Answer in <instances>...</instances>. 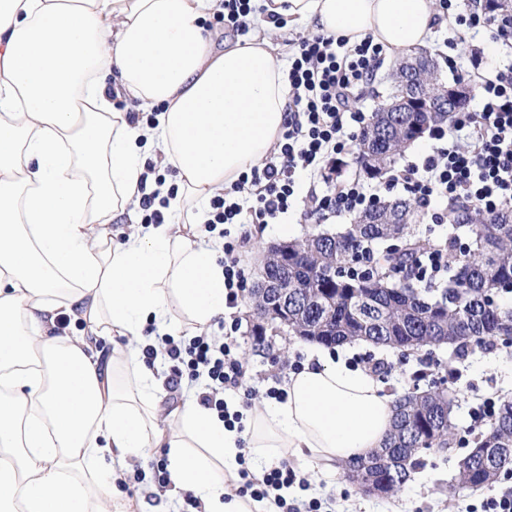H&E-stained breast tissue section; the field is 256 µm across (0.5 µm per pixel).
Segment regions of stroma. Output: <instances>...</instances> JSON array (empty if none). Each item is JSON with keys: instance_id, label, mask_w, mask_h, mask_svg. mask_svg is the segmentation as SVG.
<instances>
[{"instance_id": "35a3bbf8", "label": "stroma", "mask_w": 512, "mask_h": 512, "mask_svg": "<svg viewBox=\"0 0 512 512\" xmlns=\"http://www.w3.org/2000/svg\"><path fill=\"white\" fill-rule=\"evenodd\" d=\"M490 40L484 29L466 30L449 19L427 43L426 50L439 64L445 79L451 81L455 69L469 68L471 46L482 47ZM402 57V52L385 50L371 90L359 97L358 105L363 111L373 112L393 98L396 84L392 70ZM313 225L300 204L279 224L233 226L232 237L245 239L240 259L248 285H255L258 279L267 244L300 236ZM238 317L241 322L236 334L238 356L252 377V386L260 390L283 387L288 377L287 365L294 362L296 354H308L310 342L270 332L264 340H257L253 329L258 319L247 304H240ZM348 355L354 364L366 356L385 359L388 367L377 375L385 391L401 394L415 388L425 390L433 384L447 389L454 399L452 419L457 425L458 443L450 449L427 452L425 467L400 492L388 498L364 493L358 484L338 473L321 476L315 463L293 458L290 466L306 477L310 486L291 487L289 497L303 501L314 497L331 500L332 512H476L495 491L512 488V464L502 469L497 482L490 487L462 489L455 479L458 460L466 454L467 444L475 440L468 430V410L475 398L496 392L512 400V349L498 342L490 350L478 349L460 357L453 347L446 345L403 353L355 341ZM166 459V449H151L145 459L119 473L113 482L114 489L119 491L123 486H130L131 499L139 503L141 512H152L156 507L164 512H179L176 501L165 498L156 488L157 465Z\"/></svg>"}]
</instances>
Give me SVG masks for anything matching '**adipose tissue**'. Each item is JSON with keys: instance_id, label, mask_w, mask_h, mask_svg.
<instances>
[{"instance_id": "adipose-tissue-1", "label": "adipose tissue", "mask_w": 512, "mask_h": 512, "mask_svg": "<svg viewBox=\"0 0 512 512\" xmlns=\"http://www.w3.org/2000/svg\"><path fill=\"white\" fill-rule=\"evenodd\" d=\"M313 32L405 51L436 33V0H255ZM218 0H0V512H128L103 478L167 447L171 496L202 512H275L238 493L240 446L263 465L369 457L396 395L345 354L314 349L285 401L244 411V432L186 400L158 421L160 379L143 331L198 334L223 316L216 242L195 227L210 199L278 142L286 70L256 35L215 49L204 26ZM138 101L130 120L116 99ZM171 220L137 223L146 160ZM130 224L112 237L119 216ZM66 309L86 336H58ZM127 339L100 364L95 339Z\"/></svg>"}]
</instances>
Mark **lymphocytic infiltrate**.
Masks as SVG:
<instances>
[{"mask_svg": "<svg viewBox=\"0 0 512 512\" xmlns=\"http://www.w3.org/2000/svg\"><path fill=\"white\" fill-rule=\"evenodd\" d=\"M383 57V46L369 37L355 44L323 34L300 38L287 73L288 116L273 155L211 198L208 229L280 223L299 201L300 173H319L334 155L352 151L368 120L355 105L356 95L375 79ZM480 87L477 111L434 128L432 136L440 147L402 171L404 189L431 209L433 223H444L449 206L458 203L487 217L512 209V65L494 68ZM308 198L309 215L318 220L361 212L377 202L372 188L356 180L322 194L309 192ZM218 328L219 335L205 331L186 341L158 337L143 354L150 363L164 356L169 363L166 387L177 392L186 383L196 386L198 403L216 411L231 428L243 415L230 409L225 392L242 393L244 408L251 407L257 392L247 387L237 353L238 320L219 321ZM249 460V452L238 456L240 493L272 500L278 512H320L316 498L302 510L289 503L288 490L297 475L286 462L271 466L258 479Z\"/></svg>", "mask_w": 512, "mask_h": 512, "instance_id": "f902f5d3", "label": "lymphocytic infiltrate"}]
</instances>
